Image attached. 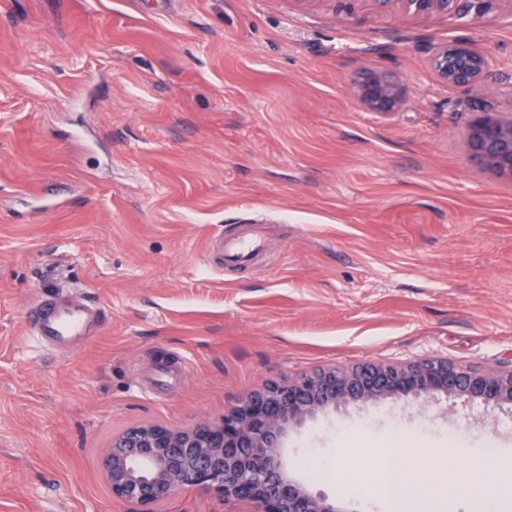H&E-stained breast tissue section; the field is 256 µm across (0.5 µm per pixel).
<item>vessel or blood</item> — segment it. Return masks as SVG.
I'll use <instances>...</instances> for the list:
<instances>
[{
    "instance_id": "vessel-or-blood-1",
    "label": "vessel or blood",
    "mask_w": 512,
    "mask_h": 512,
    "mask_svg": "<svg viewBox=\"0 0 512 512\" xmlns=\"http://www.w3.org/2000/svg\"><path fill=\"white\" fill-rule=\"evenodd\" d=\"M215 249L225 262L246 267L263 249L262 235L255 224H247L242 232L221 238ZM101 311L84 302H65L53 297L43 298L34 309L32 329L41 341L66 349L85 336L90 321L100 319Z\"/></svg>"
}]
</instances>
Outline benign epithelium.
I'll list each match as a JSON object with an SVG mask.
<instances>
[{"label": "benign epithelium", "mask_w": 512, "mask_h": 512, "mask_svg": "<svg viewBox=\"0 0 512 512\" xmlns=\"http://www.w3.org/2000/svg\"><path fill=\"white\" fill-rule=\"evenodd\" d=\"M399 2L416 15L452 14L478 20L493 0H377ZM430 65L451 87L485 80L489 59L463 40H450L431 54ZM357 96L371 112L398 110L402 90L371 74ZM473 155L500 171L512 172V118L484 112L470 126ZM464 397L488 407L512 406V370L458 367L446 359L407 364L363 362L273 381L248 394L218 422L202 420L174 430L160 424L130 427L102 450L100 464L112 495L127 512H155V506L184 490H202L251 502L256 512H340L288 471L282 449L288 433L328 409L358 403Z\"/></svg>", "instance_id": "1"}]
</instances>
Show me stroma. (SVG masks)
Wrapping results in <instances>:
<instances>
[{"label": "stroma", "instance_id": "stroma-1", "mask_svg": "<svg viewBox=\"0 0 512 512\" xmlns=\"http://www.w3.org/2000/svg\"><path fill=\"white\" fill-rule=\"evenodd\" d=\"M453 38L488 54L483 82L430 68ZM371 73L400 85L397 112L363 108ZM483 112L512 114V0L477 22L374 0H0V512H126L100 466L113 435L221 420L273 381L512 368V174L470 151ZM251 221L262 259L220 269L212 241ZM55 293L105 312L65 352L27 320ZM168 361L183 377L146 392ZM414 427L422 476L512 459V410L410 398L317 415L288 463L341 512H384L299 461L374 459ZM490 441L499 456L469 458ZM158 512L253 508L184 491Z\"/></svg>", "mask_w": 512, "mask_h": 512}]
</instances>
